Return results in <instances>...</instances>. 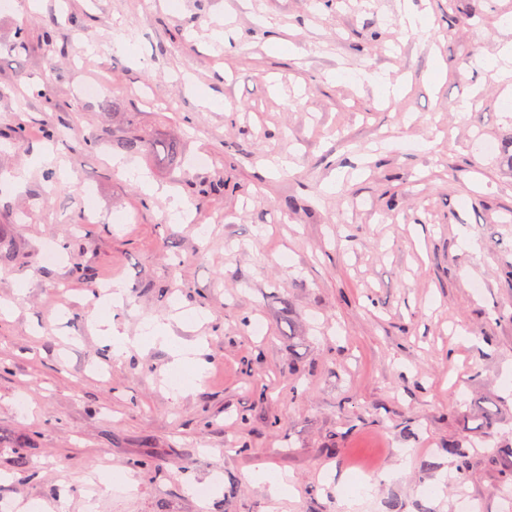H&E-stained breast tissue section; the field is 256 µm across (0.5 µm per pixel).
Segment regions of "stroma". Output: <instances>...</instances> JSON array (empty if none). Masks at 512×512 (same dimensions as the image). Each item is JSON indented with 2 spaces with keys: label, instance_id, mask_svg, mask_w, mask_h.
I'll return each instance as SVG.
<instances>
[{
  "label": "stroma",
  "instance_id": "obj_1",
  "mask_svg": "<svg viewBox=\"0 0 512 512\" xmlns=\"http://www.w3.org/2000/svg\"><path fill=\"white\" fill-rule=\"evenodd\" d=\"M510 16L512 0H12L0 500L350 512L360 462L377 473L351 512H512V76L455 67L512 42ZM90 82L100 99L78 95ZM116 100L182 165L113 147ZM175 194L188 221L168 217ZM115 279L127 306H100ZM95 315L203 339L202 379L174 385L158 346L113 360ZM483 406L496 423L478 435Z\"/></svg>",
  "mask_w": 512,
  "mask_h": 512
}]
</instances>
